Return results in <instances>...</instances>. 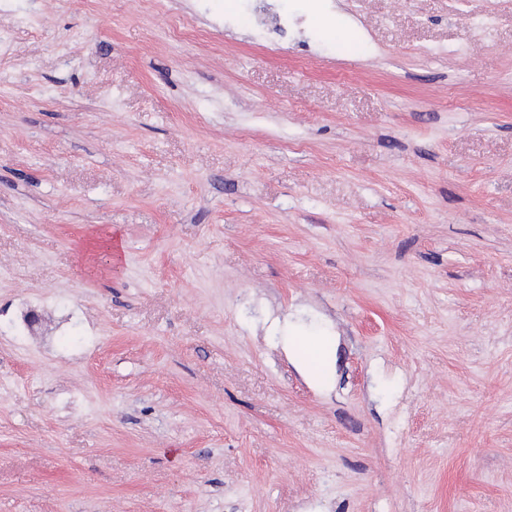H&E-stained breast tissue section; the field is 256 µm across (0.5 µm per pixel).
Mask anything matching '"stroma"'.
I'll list each match as a JSON object with an SVG mask.
<instances>
[{"label": "stroma", "mask_w": 512, "mask_h": 512, "mask_svg": "<svg viewBox=\"0 0 512 512\" xmlns=\"http://www.w3.org/2000/svg\"><path fill=\"white\" fill-rule=\"evenodd\" d=\"M304 7L0 0V512H512V0ZM289 346L297 348L303 355L308 370L316 376H324L329 367V354L324 340L317 336H307L300 339L294 336L286 338Z\"/></svg>", "instance_id": "stroma-1"}]
</instances>
